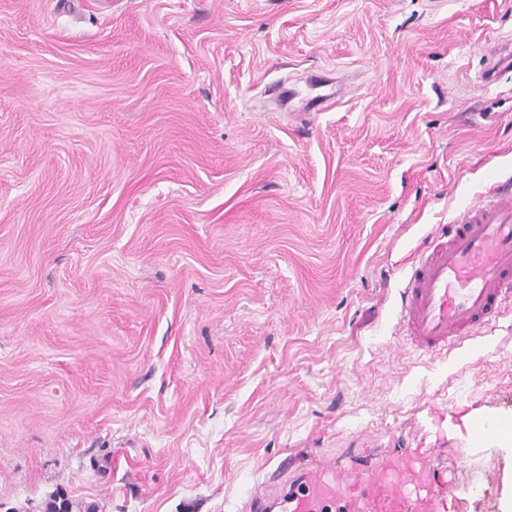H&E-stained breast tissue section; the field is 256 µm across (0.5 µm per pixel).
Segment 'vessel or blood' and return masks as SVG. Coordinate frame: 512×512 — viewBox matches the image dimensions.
<instances>
[{
	"label": "vessel or blood",
	"instance_id": "1",
	"mask_svg": "<svg viewBox=\"0 0 512 512\" xmlns=\"http://www.w3.org/2000/svg\"><path fill=\"white\" fill-rule=\"evenodd\" d=\"M477 80L496 85L512 72V42L483 48ZM512 294V183L495 182L482 200L459 208L439 225L399 293L396 333L400 345L425 353L457 347L501 313ZM461 488L432 450L389 454L343 470L311 469L289 512H324L344 503L347 512H460ZM268 487L253 491L241 512H270Z\"/></svg>",
	"mask_w": 512,
	"mask_h": 512
}]
</instances>
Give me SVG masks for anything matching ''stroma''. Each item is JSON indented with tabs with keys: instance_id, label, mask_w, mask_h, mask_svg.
Listing matches in <instances>:
<instances>
[{
	"instance_id": "1",
	"label": "stroma",
	"mask_w": 512,
	"mask_h": 512,
	"mask_svg": "<svg viewBox=\"0 0 512 512\" xmlns=\"http://www.w3.org/2000/svg\"><path fill=\"white\" fill-rule=\"evenodd\" d=\"M510 35L512 0H0V512H240L392 448L503 512L512 303L436 356L394 325L512 177ZM483 56L485 57L484 68L476 80L489 89L505 74L512 71L511 39L497 42L492 46H483ZM277 476H271L268 484L263 487H258L253 491L248 498L244 501L241 511L242 512H269L272 508V493L269 487L275 486V478ZM271 479H273L271 481Z\"/></svg>"
}]
</instances>
